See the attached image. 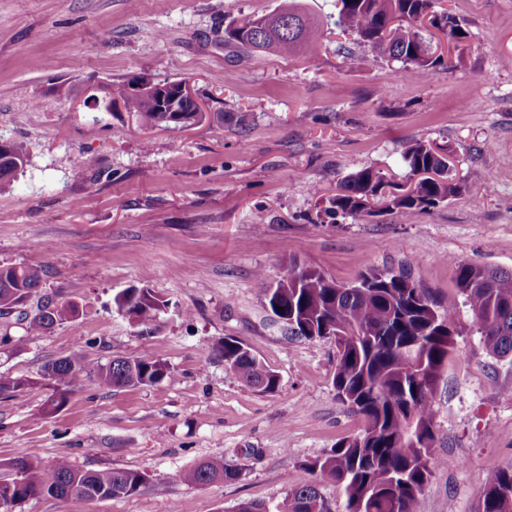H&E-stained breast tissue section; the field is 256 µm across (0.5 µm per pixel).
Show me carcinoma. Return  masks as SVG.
Returning a JSON list of instances; mask_svg holds the SVG:
<instances>
[{"label":"carcinoma","mask_w":512,"mask_h":512,"mask_svg":"<svg viewBox=\"0 0 512 512\" xmlns=\"http://www.w3.org/2000/svg\"><path fill=\"white\" fill-rule=\"evenodd\" d=\"M438 0H336V26L368 44L375 58L410 67L426 80L443 65L429 51L424 23L448 41L461 43L467 31ZM320 23L301 4L267 14H246L224 26V47L234 52L279 56L313 54ZM133 80L112 86L109 102L122 101L145 128L190 127L205 121H228L222 112H206L194 102L178 100L177 112L162 111L153 94H134ZM406 181L396 183L365 169L349 175L326 199L328 215L356 216L387 211H427L457 195L462 185L449 174L448 148L419 140L404 151ZM22 144L10 142L0 154V187L24 166ZM40 272L29 266L0 265V316L6 317L37 292ZM455 290L472 315L488 355L512 358V271L474 263L459 264ZM265 307L291 336L335 337L339 364L333 379L338 400L364 420L361 432L336 444L328 454L307 463V470L336 481L346 497V512H414L417 496L434 464V395L442 367L455 348L456 308L444 303L408 272L371 269L353 282H338L311 268H293L264 289ZM118 311L150 332L165 302L148 288H127L114 297ZM74 304H42L26 317L27 330L41 333L74 318ZM224 368L266 393L279 387L278 375L234 340L220 347ZM172 377L167 366L148 358H113L88 365L83 358L59 359L45 369L53 394L45 408L59 411L67 394L95 379L104 388L157 386ZM32 381L0 375V394L13 393ZM15 477L0 485V509L40 496L112 499L136 494L144 484L141 472L125 469L84 471L61 458L44 467L26 459L10 462ZM239 471L222 458H209L180 475L190 484L235 479ZM233 512H328L312 483L296 485L274 508L254 501L239 503ZM480 512H512V470L488 474Z\"/></svg>","instance_id":"carcinoma-1"}]
</instances>
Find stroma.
Here are the masks:
<instances>
[{
  "label": "stroma",
  "mask_w": 512,
  "mask_h": 512,
  "mask_svg": "<svg viewBox=\"0 0 512 512\" xmlns=\"http://www.w3.org/2000/svg\"><path fill=\"white\" fill-rule=\"evenodd\" d=\"M285 2L0 0V139L28 156L0 191V265L40 270L26 312L47 297L81 308L40 335L0 317L19 341L0 352V374L32 381L0 395V480L17 458L146 476L129 497H37L13 512H233L277 504L304 482L328 512H345L341 487L303 465L364 421L335 396L333 339L288 336L266 312L263 277L292 264L340 282L406 269L455 305L437 464L416 512H478L486 475L512 470V362L487 354L454 285L464 262L512 270V0H443L469 37L425 81L337 28L336 0H303L321 22L312 56L218 42L229 19ZM142 75L191 83L231 121L146 129L122 104L88 105ZM412 139L448 146L460 193L428 211L325 214L350 174L404 181ZM130 287L167 302L155 334L117 312L114 296ZM227 338L278 374L275 393L225 370L214 346ZM74 355L92 365L153 358L173 378L122 390L89 380L44 413V367ZM208 458L239 477L181 481Z\"/></svg>",
  "instance_id": "stroma-1"
}]
</instances>
